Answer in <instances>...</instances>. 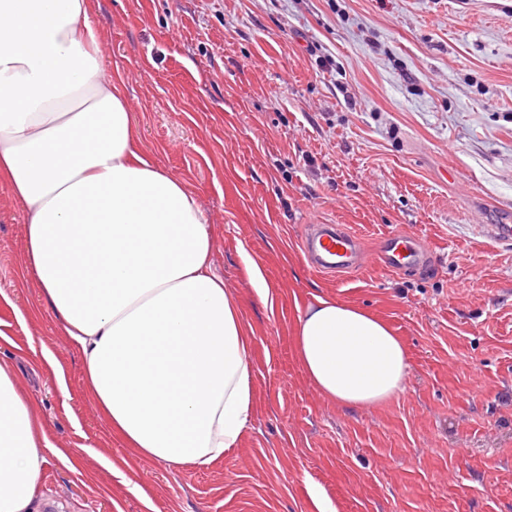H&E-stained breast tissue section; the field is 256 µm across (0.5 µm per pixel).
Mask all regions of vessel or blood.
<instances>
[{
  "label": "vessel or blood",
  "instance_id": "obj_1",
  "mask_svg": "<svg viewBox=\"0 0 512 512\" xmlns=\"http://www.w3.org/2000/svg\"><path fill=\"white\" fill-rule=\"evenodd\" d=\"M315 271L334 273L353 268L360 259L359 241L350 232H339L334 225H315L301 240ZM426 254L409 238L393 235L383 241L380 262L390 272L426 262Z\"/></svg>",
  "mask_w": 512,
  "mask_h": 512
}]
</instances>
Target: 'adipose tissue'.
<instances>
[{"instance_id":"obj_1","label":"adipose tissue","mask_w":512,"mask_h":512,"mask_svg":"<svg viewBox=\"0 0 512 512\" xmlns=\"http://www.w3.org/2000/svg\"><path fill=\"white\" fill-rule=\"evenodd\" d=\"M88 13V0H0V185L23 210L25 273L113 431L142 459L205 466L237 448L253 414V337L212 267L207 215L136 151ZM294 343L312 385L343 407L405 388L403 341L368 311L314 296ZM48 446L0 366V512H39Z\"/></svg>"}]
</instances>
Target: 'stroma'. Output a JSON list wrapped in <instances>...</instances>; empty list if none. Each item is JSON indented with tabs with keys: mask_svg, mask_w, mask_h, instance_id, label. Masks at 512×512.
<instances>
[{
	"mask_svg": "<svg viewBox=\"0 0 512 512\" xmlns=\"http://www.w3.org/2000/svg\"><path fill=\"white\" fill-rule=\"evenodd\" d=\"M89 3L138 148L209 218L254 339L255 406L209 466L138 458L22 281L23 212L0 186V366L62 451L38 478L46 512H512V241L490 233L512 216V0ZM312 224L371 258L404 234L432 261L321 274L300 250ZM315 294L402 338L398 397L351 410L309 382L294 331ZM247 270L251 278L253 287L264 305H273L275 301V292L270 288L258 264L253 260H246Z\"/></svg>",
	"mask_w": 512,
	"mask_h": 512,
	"instance_id": "stroma-1",
	"label": "stroma"
}]
</instances>
